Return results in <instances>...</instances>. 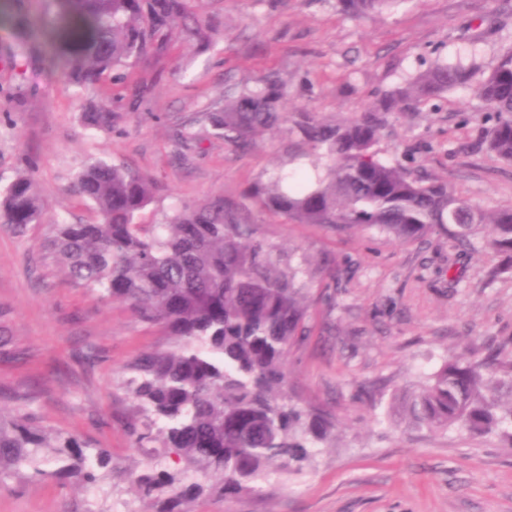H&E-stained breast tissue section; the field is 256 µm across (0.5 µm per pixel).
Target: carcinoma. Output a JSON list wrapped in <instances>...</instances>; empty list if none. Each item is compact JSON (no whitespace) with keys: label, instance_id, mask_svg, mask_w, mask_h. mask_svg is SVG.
Segmentation results:
<instances>
[{"label":"carcinoma","instance_id":"1","mask_svg":"<svg viewBox=\"0 0 512 512\" xmlns=\"http://www.w3.org/2000/svg\"><path fill=\"white\" fill-rule=\"evenodd\" d=\"M406 0H337L351 16L389 11ZM63 41L51 65L73 85L89 90L81 119L112 129V86L140 60L167 55L178 39L209 47L216 27L203 0H57ZM495 116L484 130L488 151L512 164V47L477 81L470 72L438 63L360 116L325 121L307 106L286 108L288 86L276 72L252 86L228 89L204 111L182 121L183 145L200 132L243 152L255 137L283 126L314 152L312 181L280 172L252 183L247 196L289 224L333 229L367 225L401 242L433 231L448 241L485 246L505 257L494 276L512 275V207L487 213L456 195L448 182L423 176L378 149L398 111L463 86ZM35 90L6 94L19 110ZM156 179L96 159L76 177V191L96 211L89 222H56L48 243L74 286L101 299L127 304L140 321L175 338L166 351L144 352L129 365L126 388L143 429L132 428L138 447L164 452L135 479L139 496L161 503L154 512H189L203 492L232 498L256 492L272 469L299 470L334 429L325 415L293 403L287 394V355L305 332L310 288L304 270L282 263L272 247L251 237L237 205L224 195L183 204L158 224L140 223L153 203ZM46 220L33 178L18 173L0 188V224L23 236ZM23 350L0 334V357ZM22 407L0 417V474L25 466L42 479L65 476L85 488L104 489L112 453L77 434L31 426L27 393ZM401 408L415 426L497 434L512 446V360L454 359L407 391Z\"/></svg>","mask_w":512,"mask_h":512}]
</instances>
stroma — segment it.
Wrapping results in <instances>:
<instances>
[{
	"label": "stroma",
	"instance_id": "35a3bbf8",
	"mask_svg": "<svg viewBox=\"0 0 512 512\" xmlns=\"http://www.w3.org/2000/svg\"><path fill=\"white\" fill-rule=\"evenodd\" d=\"M56 10L55 0H0V98L37 89L20 112L0 101V185L30 170L49 221L95 219L73 189L92 157L157 178L145 224L220 193L240 204L256 239L281 258L303 259L312 288L306 332L288 357V393L332 418L334 437L301 470L270 473L260 492L227 500L205 493L190 512H512V448L411 427L388 412L398 392L446 361L479 359L490 348L512 359V277L490 276L501 256L454 247L439 233L401 243L373 227L277 221L245 191L303 151L288 129L258 136L246 156L213 138L186 147L174 139L177 124L220 98L225 83L249 85L268 71L287 80L291 105L342 121L436 61L489 68L512 45V14L495 0H406L361 18L336 0H217L215 42L197 53L176 44L166 59L128 69L114 126L103 134L83 125L79 90L41 61ZM148 82L151 92L134 101L133 88ZM484 118L482 103L459 88L392 118L379 148L494 211L512 205V165L480 147ZM47 235V224L23 236L0 227V329L26 351L0 361V416L14 413L10 392L35 385L28 409L36 426L111 450L112 492L5 473L0 512H150L133 491L151 451L127 428L135 404L126 366L170 339L125 304L73 286Z\"/></svg>",
	"mask_w": 512,
	"mask_h": 512
}]
</instances>
